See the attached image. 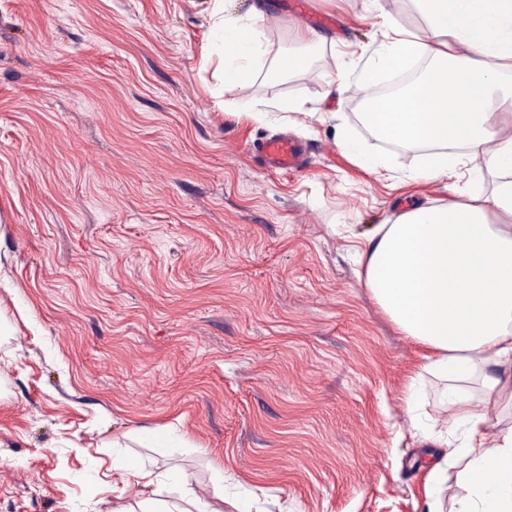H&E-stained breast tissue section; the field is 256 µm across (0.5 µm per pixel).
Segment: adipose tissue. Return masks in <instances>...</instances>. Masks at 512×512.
I'll use <instances>...</instances> for the list:
<instances>
[{"mask_svg":"<svg viewBox=\"0 0 512 512\" xmlns=\"http://www.w3.org/2000/svg\"><path fill=\"white\" fill-rule=\"evenodd\" d=\"M427 29L395 26L375 67L400 70L427 60L398 96L363 113L378 137L424 149L413 181L461 176L483 158L500 181L491 194L448 199L380 225L356 253L362 281L401 335L421 351L419 372L442 384L443 416L424 417L416 386L405 409L415 441L448 435V454L428 472L427 512H512V113L493 116L499 92L512 87V0H414ZM216 0L211 36L224 54L225 86H241L270 53L253 9L226 18ZM112 471L124 483L155 487L137 506L112 512H224L223 473L199 496L183 471L158 474L124 456Z\"/></svg>","mask_w":512,"mask_h":512,"instance_id":"1","label":"adipose tissue"}]
</instances>
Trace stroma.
Returning a JSON list of instances; mask_svg holds the SVG:
<instances>
[{"label":"stroma","mask_w":512,"mask_h":512,"mask_svg":"<svg viewBox=\"0 0 512 512\" xmlns=\"http://www.w3.org/2000/svg\"><path fill=\"white\" fill-rule=\"evenodd\" d=\"M287 76L225 88L213 0H0V512H111L152 491L112 443L172 424L189 447L127 455L195 489H267L259 512H425L404 387L415 358L358 280L356 249L450 189L491 193L483 159L414 183L420 149L367 128L351 92L412 0H307L336 17L301 45L263 0ZM300 111L280 112V101ZM386 156L374 173L338 145ZM289 133L302 171L265 169Z\"/></svg>","instance_id":"1"}]
</instances>
